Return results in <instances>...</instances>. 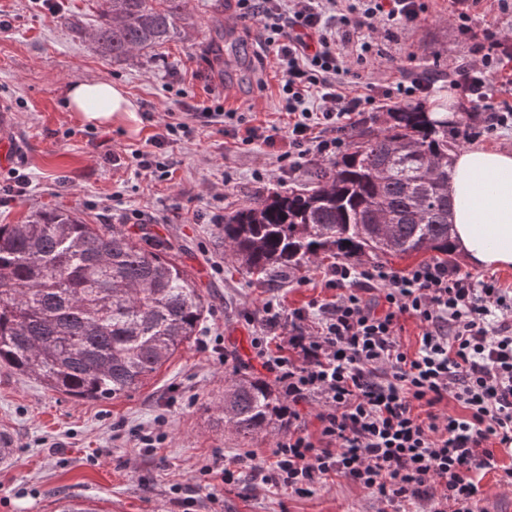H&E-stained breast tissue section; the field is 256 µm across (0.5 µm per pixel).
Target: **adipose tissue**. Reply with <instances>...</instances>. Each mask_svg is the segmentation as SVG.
I'll return each mask as SVG.
<instances>
[{
    "label": "adipose tissue",
    "instance_id": "ef3b65f1",
    "mask_svg": "<svg viewBox=\"0 0 512 512\" xmlns=\"http://www.w3.org/2000/svg\"><path fill=\"white\" fill-rule=\"evenodd\" d=\"M66 108L79 122L108 127L135 117L136 105L120 85L74 80ZM448 189L454 198L456 254L479 269L512 267V152L472 147L453 159Z\"/></svg>",
    "mask_w": 512,
    "mask_h": 512
}]
</instances>
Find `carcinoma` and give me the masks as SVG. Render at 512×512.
<instances>
[{
    "mask_svg": "<svg viewBox=\"0 0 512 512\" xmlns=\"http://www.w3.org/2000/svg\"><path fill=\"white\" fill-rule=\"evenodd\" d=\"M94 51L114 62L186 41L182 0H102ZM458 123L422 106L354 128L339 158L316 163L307 191H271L224 217V244L259 286L326 254L451 262L452 153ZM205 301L170 244L150 248L108 224L60 210L0 224V367L86 400L138 389L193 336ZM221 421L243 438L285 424L276 387L236 378Z\"/></svg>",
    "mask_w": 512,
    "mask_h": 512,
    "instance_id": "carcinoma-1",
    "label": "carcinoma"
}]
</instances>
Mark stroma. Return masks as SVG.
Listing matches in <instances>:
<instances>
[{
  "label": "stroma",
  "instance_id": "stroma-1",
  "mask_svg": "<svg viewBox=\"0 0 512 512\" xmlns=\"http://www.w3.org/2000/svg\"><path fill=\"white\" fill-rule=\"evenodd\" d=\"M52 2L47 9L34 0H0L6 25L0 30V106L13 113L12 126L0 132L11 155L0 166V224L23 223L37 210H68L89 224L173 244L206 304L196 335L144 386L117 399H76L0 368V436L12 450L0 463V512H59L69 500L108 512H378L374 495L342 479L325 481L309 495L270 492L245 465L234 482L213 491V478L204 472L218 455L228 461L251 450L266 460L288 435L283 427L244 440L219 420L227 380L267 376L252 345L266 328L265 304L276 302L288 312L334 296L323 280L333 263L328 256L274 276L265 287L251 285L205 205L221 195L229 214L263 191L308 188V166L280 171L262 142L244 145L212 127L169 147V180L139 174L127 158L129 149L159 132L180 91L186 104L198 105L223 98L230 87L237 104L253 106L259 122H282L276 109L281 75L263 49L260 22L235 20L217 57L209 51L214 0H185L189 41L115 62L92 49L101 0ZM423 2L414 28L379 25L373 42L389 67L372 58L349 60L343 89L362 94L368 84L392 85L406 71L433 74L432 102H452L456 120L482 124L483 110L453 96L448 82L449 72L472 57L458 34L456 0ZM69 14L81 18V28L62 23ZM98 79L122 85L139 118L93 129L75 121L65 86ZM13 170L30 179L25 196L14 199L3 190ZM259 172L264 180H256ZM178 204L180 217L163 223ZM137 210L157 216V223H128ZM155 425L164 441L151 452L139 448L140 432Z\"/></svg>",
  "mask_w": 512,
  "mask_h": 512
}]
</instances>
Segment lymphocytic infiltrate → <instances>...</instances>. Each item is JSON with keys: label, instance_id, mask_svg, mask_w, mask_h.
I'll return each instance as SVG.
<instances>
[{"label": "lymphocytic infiltrate", "instance_id": "1", "mask_svg": "<svg viewBox=\"0 0 512 512\" xmlns=\"http://www.w3.org/2000/svg\"><path fill=\"white\" fill-rule=\"evenodd\" d=\"M237 2L242 19L261 22L265 47L283 68L287 126H248L220 105L172 112L162 133L132 150L139 170L167 176L168 146L198 127L234 122L245 126L242 144L281 146L280 167L336 156L348 122L377 98L339 91L347 58L371 53L365 33L376 23L408 28L421 13L419 0ZM473 50L479 62L455 67L450 84L481 108L492 79L512 62V44L488 27ZM325 276L337 291L332 301L286 316L267 303V324L279 335L253 339L294 424L273 450L264 484L305 494L338 477L394 512H481L485 473L500 471L512 486V468L499 467L493 451L512 447V290L495 276L434 261L405 270L338 262ZM405 317L422 329L412 353L399 337ZM313 400L321 405L314 434L299 423L300 406ZM451 402L458 413L447 412Z\"/></svg>", "mask_w": 512, "mask_h": 512}]
</instances>
